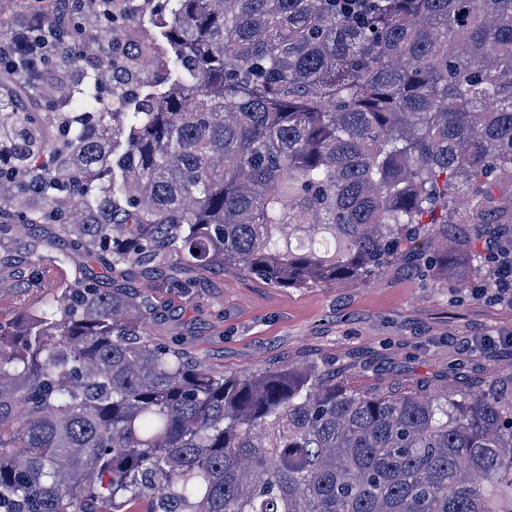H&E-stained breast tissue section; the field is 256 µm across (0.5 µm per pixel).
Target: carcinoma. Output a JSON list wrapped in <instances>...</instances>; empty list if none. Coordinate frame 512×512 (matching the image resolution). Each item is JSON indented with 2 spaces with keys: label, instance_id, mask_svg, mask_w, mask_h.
Wrapping results in <instances>:
<instances>
[{
  "label": "carcinoma",
  "instance_id": "obj_1",
  "mask_svg": "<svg viewBox=\"0 0 512 512\" xmlns=\"http://www.w3.org/2000/svg\"><path fill=\"white\" fill-rule=\"evenodd\" d=\"M69 0L75 56L2 66L0 229L73 251L0 317V512H512V381L372 393L226 376L145 331L112 273L173 254L278 288L401 259L477 288L512 264V0ZM99 34L88 47L85 14ZM111 98L110 112H66ZM108 274L86 278L89 263Z\"/></svg>",
  "mask_w": 512,
  "mask_h": 512
}]
</instances>
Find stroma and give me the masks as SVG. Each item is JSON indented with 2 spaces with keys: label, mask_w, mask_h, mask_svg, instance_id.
Returning a JSON list of instances; mask_svg holds the SVG:
<instances>
[{
  "label": "stroma",
  "mask_w": 512,
  "mask_h": 512,
  "mask_svg": "<svg viewBox=\"0 0 512 512\" xmlns=\"http://www.w3.org/2000/svg\"><path fill=\"white\" fill-rule=\"evenodd\" d=\"M42 266L36 252L0 267L11 309L38 295ZM155 266L148 278L127 273L137 295L155 303L147 333L216 372L316 366L368 391L512 378V302L478 296L453 274L433 287L410 267L393 266L369 284L275 288L233 269L202 270L183 288L173 255ZM484 336L496 342L489 360L470 345Z\"/></svg>",
  "instance_id": "obj_1"
}]
</instances>
